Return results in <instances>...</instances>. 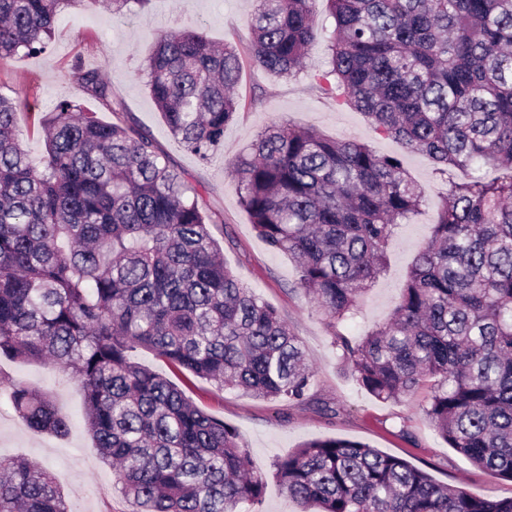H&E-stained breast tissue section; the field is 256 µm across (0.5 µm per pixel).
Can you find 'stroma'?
Instances as JSON below:
<instances>
[{"instance_id":"obj_1","label":"stroma","mask_w":512,"mask_h":512,"mask_svg":"<svg viewBox=\"0 0 512 512\" xmlns=\"http://www.w3.org/2000/svg\"><path fill=\"white\" fill-rule=\"evenodd\" d=\"M253 7L254 0H151L142 14L112 13L96 7L65 10L46 53L0 60V94L16 105L23 147L33 158L45 156L38 117L51 111L62 97L112 121V114L98 101L68 81L71 63L81 60L85 66L103 68L127 112L153 135L182 178L200 190L207 209L221 216V223L211 225L210 231L224 251L227 267L280 311L304 347L314 373L310 403L291 407L237 390L220 391L210 381L179 371L152 352L138 351L135 358L167 376L198 407L234 428L258 469L271 471L276 458L306 440L336 437L403 458L439 482L495 498H512V480L474 466L448 448L432 429L422 413L428 387H421L410 398L384 402L357 384L332 345L327 320L297 287L293 261L269 248L254 231L240 205L237 182L228 164L274 122L310 128L329 138L351 137L377 153L401 157L425 202L421 213L401 225L391 240L386 268L363 296L352 325L350 334L356 338L390 318L419 248L432 235L439 202L451 182L465 178V171L453 170L445 176L437 173L427 155L405 150L377 133L362 113L337 105L315 79L329 67L324 35L311 45L303 69L290 78L276 79L244 64L237 87L238 118L225 128L224 142L208 163H201L171 136L153 104L146 86V60L159 33L199 25L211 41L244 50L251 40L248 18ZM0 375L51 394L71 425L63 437L31 430L16 415L9 389L0 386V456H21L50 466L62 479L70 512H131L111 467L98 458L86 428L84 396L76 379L48 364L7 359H0Z\"/></svg>"}]
</instances>
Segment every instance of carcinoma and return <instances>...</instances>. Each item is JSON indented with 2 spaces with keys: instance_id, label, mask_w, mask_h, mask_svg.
<instances>
[{
  "instance_id": "1",
  "label": "carcinoma",
  "mask_w": 512,
  "mask_h": 512,
  "mask_svg": "<svg viewBox=\"0 0 512 512\" xmlns=\"http://www.w3.org/2000/svg\"><path fill=\"white\" fill-rule=\"evenodd\" d=\"M315 2L255 0L251 64L275 78L303 68L320 34ZM324 2L334 22L326 91L440 172L470 177L438 206L390 319L359 342L344 329L397 226L424 203L401 160L271 124L229 164L240 204L258 237L294 261L358 385L382 401L429 385L423 412L438 436L512 479V0ZM95 4L0 0V59L45 53L63 9ZM146 68L170 134L208 162L238 117L240 52L184 28L159 38ZM68 77L114 120L59 100L39 118L40 161L0 94V359L40 361L79 382L87 429L132 512L258 507L270 477L319 512H512V498L451 487L334 437L302 443L267 475L234 429L136 362L147 349L221 391L290 406L308 403L313 380L279 311L224 264L209 230L222 219L124 118L102 69L76 62ZM4 383L32 430L68 433L52 396ZM0 512H69L60 477L0 459Z\"/></svg>"
}]
</instances>
